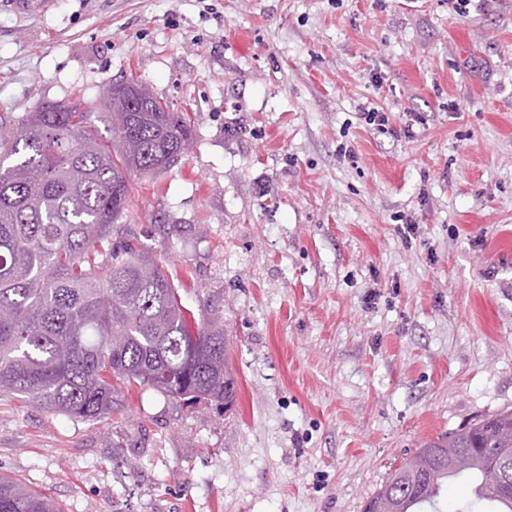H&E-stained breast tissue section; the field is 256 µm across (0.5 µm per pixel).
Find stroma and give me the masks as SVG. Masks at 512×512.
<instances>
[{
	"label": "stroma",
	"mask_w": 512,
	"mask_h": 512,
	"mask_svg": "<svg viewBox=\"0 0 512 512\" xmlns=\"http://www.w3.org/2000/svg\"><path fill=\"white\" fill-rule=\"evenodd\" d=\"M129 76L192 140L126 222L223 315L236 403L123 387L87 421L5 393L0 474L62 512H364L512 408V0H0V116ZM367 107L422 121L399 141Z\"/></svg>",
	"instance_id": "35a3bbf8"
}]
</instances>
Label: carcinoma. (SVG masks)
<instances>
[{
  "instance_id": "carcinoma-1",
  "label": "carcinoma",
  "mask_w": 512,
  "mask_h": 512,
  "mask_svg": "<svg viewBox=\"0 0 512 512\" xmlns=\"http://www.w3.org/2000/svg\"><path fill=\"white\" fill-rule=\"evenodd\" d=\"M105 141L81 102L0 123V393L84 420L116 384L188 402H236L224 321L198 319L125 225L131 177L159 173L191 139L186 113L143 88ZM466 488L448 502V491ZM512 512V409L423 445L365 512ZM0 512H59L0 476Z\"/></svg>"
}]
</instances>
